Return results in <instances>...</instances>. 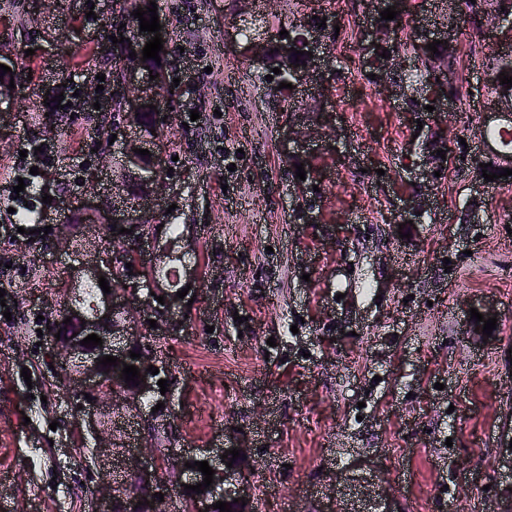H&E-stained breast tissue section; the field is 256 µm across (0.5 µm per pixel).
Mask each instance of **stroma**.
Returning <instances> with one entry per match:
<instances>
[{
	"label": "stroma",
	"mask_w": 512,
	"mask_h": 512,
	"mask_svg": "<svg viewBox=\"0 0 512 512\" xmlns=\"http://www.w3.org/2000/svg\"><path fill=\"white\" fill-rule=\"evenodd\" d=\"M40 2L18 11L0 0V55L35 67L0 101V288L11 312L0 316V512H89L128 467L117 453L83 464L95 441L81 399L54 383L61 353L37 334L38 316L72 285L76 247L19 233L12 211L29 206L52 227L100 203L95 175L125 140L99 143L103 118L69 78L89 53L88 82L105 74L113 92L112 30L90 15L127 0H58L47 23L33 18ZM156 4L179 81L165 130L179 180L170 200L202 277L182 332L156 340L175 442L126 414L117 430L159 459L174 445L246 446L239 469L260 512H355L364 486L388 495L392 512H499L512 497V183L485 181L468 161L495 108L480 61L512 50V34L475 36L448 0H403L397 34L411 43L414 27H449L465 91L417 114L369 77L373 0ZM313 11L340 28L324 53L333 80L293 95L271 88L240 26L261 16L275 36ZM49 94L65 107L48 110ZM292 124L315 133L284 141ZM436 130L450 150L440 166ZM43 143L56 147L55 166H17L20 150ZM423 194L430 210L400 238L401 210ZM488 306L491 336L467 335L471 309Z\"/></svg>",
	"instance_id": "stroma-1"
}]
</instances>
